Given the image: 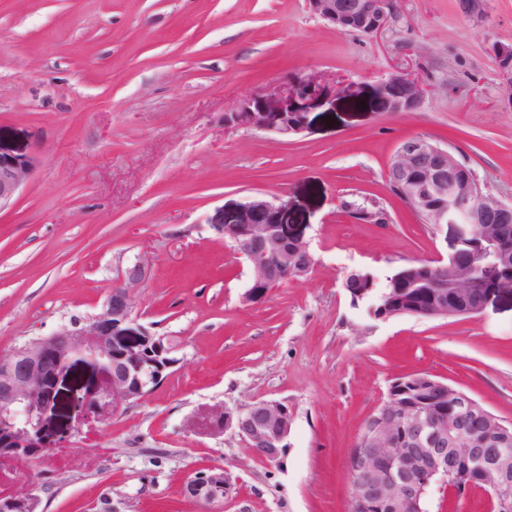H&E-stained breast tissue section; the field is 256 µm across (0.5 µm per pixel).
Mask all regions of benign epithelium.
I'll use <instances>...</instances> for the list:
<instances>
[{
    "label": "benign epithelium",
    "instance_id": "benign-epithelium-1",
    "mask_svg": "<svg viewBox=\"0 0 512 512\" xmlns=\"http://www.w3.org/2000/svg\"><path fill=\"white\" fill-rule=\"evenodd\" d=\"M310 11L328 25L366 36L382 33L398 15L397 0H307ZM467 18L480 17L485 0H459ZM500 79L512 88V43L493 45ZM431 91L414 75L393 69L372 86V97L383 112H412ZM318 103L331 110L316 74L296 75L279 85L238 101L224 113V125L273 132L282 138L309 128V109ZM40 159L34 154L0 151V208L10 203L27 184ZM387 179L418 223L446 226L453 232L447 261L430 262V275L417 283L429 289L433 303L409 312L389 310L386 316L409 313L422 318H449L480 312L489 301L512 293L508 288L482 286L486 260L503 263L512 246L495 242L473 248L480 224L512 223V203L481 194L471 169L448 147L415 136L400 142L388 167ZM222 235L247 238L240 256L248 262L255 282L275 283L281 276L274 259L290 262L289 273L304 276L315 261L302 234H291L282 224L279 208L262 196L238 205L214 223ZM145 278L137 260L111 286L100 313L79 328L63 327L0 356V459L22 461L31 450L49 453L46 443L50 421L60 415L65 386L74 368L90 370L85 392L76 403L82 419L106 420L130 403L142 400L166 379L179 363L177 346L139 324L133 317L130 288ZM463 302L448 305L446 294ZM433 386L448 396V413L425 407L411 397V388ZM294 411L285 402L260 400L240 409L215 406L205 425L212 433L233 430L265 463L278 465L286 453ZM353 482L349 512H428L435 486L453 500L476 488L488 512H512V421L502 419L482 403L429 374L411 375L390 385L386 399L368 416L355 444V460H346ZM224 468L194 473L182 486L183 495L224 512L231 493ZM38 512L33 493L1 496L0 512Z\"/></svg>",
    "mask_w": 512,
    "mask_h": 512
}]
</instances>
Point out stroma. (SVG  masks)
I'll use <instances>...</instances> for the list:
<instances>
[{
    "label": "stroma",
    "mask_w": 512,
    "mask_h": 512,
    "mask_svg": "<svg viewBox=\"0 0 512 512\" xmlns=\"http://www.w3.org/2000/svg\"><path fill=\"white\" fill-rule=\"evenodd\" d=\"M399 5L375 37L332 28L306 0H0V147L41 158L0 209V354L88 321L138 259L134 315L180 345L163 383L110 420L62 411L47 459L0 463V494L35 493L39 512H204L181 487L220 466L224 512H348L347 453L394 378L432 374L512 421V298L470 316L373 319L342 286L450 252L389 189L404 138L448 145L512 202V106L492 53L512 42V0H487L480 19L456 0ZM396 67L436 87L415 111L338 91ZM310 73L338 94L307 131L225 126L240 98ZM257 195L315 265L248 305V267L212 222ZM364 202L388 223L345 213ZM257 400L294 410L281 467L233 431L193 426L205 408Z\"/></svg>",
    "instance_id": "35a3bbf8"
}]
</instances>
